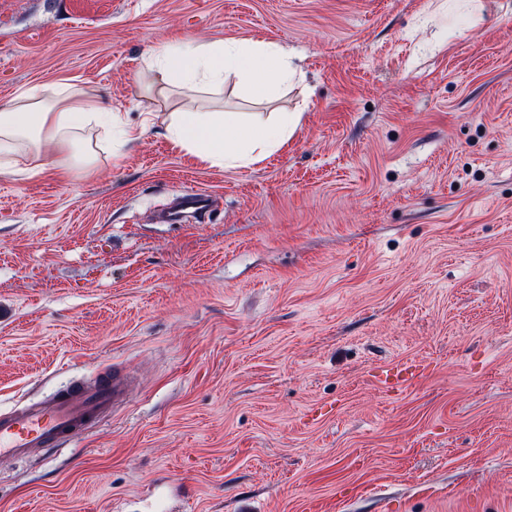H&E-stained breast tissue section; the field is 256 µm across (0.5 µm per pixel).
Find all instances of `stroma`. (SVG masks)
<instances>
[{
  "mask_svg": "<svg viewBox=\"0 0 512 512\" xmlns=\"http://www.w3.org/2000/svg\"><path fill=\"white\" fill-rule=\"evenodd\" d=\"M265 40L302 84L148 100L154 48ZM122 113L94 174L0 173V411L121 368L76 448L0 460V512H512V0H0V105ZM297 112L220 168L148 110ZM215 200L156 224L173 194ZM427 370L388 391L373 375Z\"/></svg>",
  "mask_w": 512,
  "mask_h": 512,
  "instance_id": "35a3bbf8",
  "label": "stroma"
}]
</instances>
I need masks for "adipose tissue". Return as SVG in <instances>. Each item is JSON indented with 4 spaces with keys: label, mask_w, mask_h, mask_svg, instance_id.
I'll use <instances>...</instances> for the list:
<instances>
[{
    "label": "adipose tissue",
    "mask_w": 512,
    "mask_h": 512,
    "mask_svg": "<svg viewBox=\"0 0 512 512\" xmlns=\"http://www.w3.org/2000/svg\"><path fill=\"white\" fill-rule=\"evenodd\" d=\"M167 86L219 87L228 76L245 83L250 94L293 85L298 70L291 53L263 41L216 42L186 38L159 45L145 62ZM301 120L300 113L280 112L263 125H253L232 112H166L162 115L172 145L213 166H249L287 144ZM103 130L118 138L126 130L117 112L80 89L51 91L32 88L0 108V173L19 164L41 172H90L97 153L87 133Z\"/></svg>",
    "instance_id": "ef3b65f1"
}]
</instances>
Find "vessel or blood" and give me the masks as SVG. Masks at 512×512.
<instances>
[{
  "label": "vessel or blood",
  "instance_id": "b4317fda",
  "mask_svg": "<svg viewBox=\"0 0 512 512\" xmlns=\"http://www.w3.org/2000/svg\"><path fill=\"white\" fill-rule=\"evenodd\" d=\"M121 373L79 384L36 402L0 412V458L20 459L39 448H72L129 397Z\"/></svg>",
  "mask_w": 512,
  "mask_h": 512
}]
</instances>
